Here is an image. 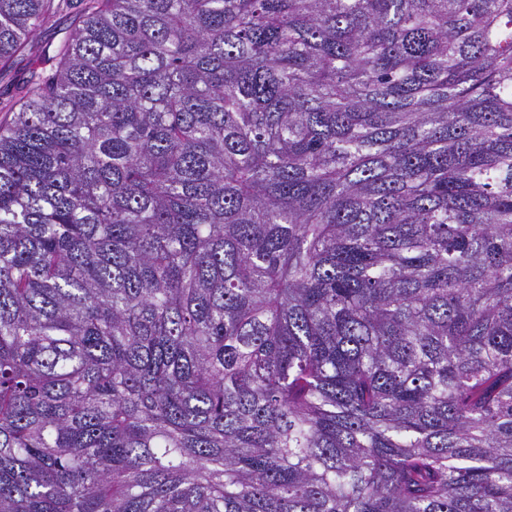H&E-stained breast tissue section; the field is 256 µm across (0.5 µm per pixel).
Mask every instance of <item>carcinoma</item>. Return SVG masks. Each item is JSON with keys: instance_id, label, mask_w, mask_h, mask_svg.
Instances as JSON below:
<instances>
[{"instance_id": "obj_1", "label": "carcinoma", "mask_w": 512, "mask_h": 512, "mask_svg": "<svg viewBox=\"0 0 512 512\" xmlns=\"http://www.w3.org/2000/svg\"><path fill=\"white\" fill-rule=\"evenodd\" d=\"M83 2L0 105V512H512V0Z\"/></svg>"}]
</instances>
